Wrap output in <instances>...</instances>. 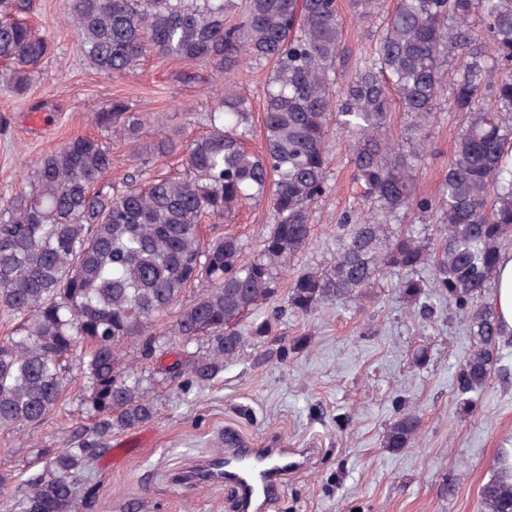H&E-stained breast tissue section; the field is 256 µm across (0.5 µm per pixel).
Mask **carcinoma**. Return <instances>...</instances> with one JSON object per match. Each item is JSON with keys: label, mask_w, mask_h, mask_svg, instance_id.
I'll return each instance as SVG.
<instances>
[{"label": "carcinoma", "mask_w": 512, "mask_h": 512, "mask_svg": "<svg viewBox=\"0 0 512 512\" xmlns=\"http://www.w3.org/2000/svg\"><path fill=\"white\" fill-rule=\"evenodd\" d=\"M358 18L382 17L370 51L349 60L337 0H66L88 65L127 75L153 52L177 59L198 79L210 70L215 104L200 114L206 132L185 143L162 136L160 158L180 155L186 176L159 177L141 162L123 187L96 189L112 170L104 138H137L143 118L121 98L93 113L101 137L76 136L33 164V179L0 201V306L17 317L0 340V426L39 424L60 403L63 374L78 347L85 402L98 441L116 427L150 420L153 402L123 351L142 360L167 356L172 378L208 381L248 339L275 334L291 311L362 298L385 272L398 273L399 298L432 316L423 298L434 290L468 313L470 350L457 377L462 395L482 392L512 334L504 333L487 296L504 246L512 241V0H350ZM33 0H0V62L14 90L51 54L49 40L22 16ZM479 17L485 35L477 34ZM247 62L272 66L267 83L264 143L251 150L252 113L231 74ZM349 66L336 85L335 70ZM449 98L464 125L439 196L423 195L414 171L424 158L439 101ZM408 123L406 143L390 131L392 101ZM347 138L357 197L367 209L339 225L336 256L321 270L297 275L284 304L279 294L291 260L310 242L312 207L328 190L330 135ZM248 200L266 201L271 224L253 259L243 260L234 234L204 239L200 225L232 217ZM415 211L439 225L438 243L408 228ZM428 272L423 277L422 272ZM188 287L196 299L173 324L158 327ZM207 338L203 354L188 347ZM415 412L397 417L383 447L412 446ZM96 449L61 448L32 479L23 512H76L71 477ZM482 512H512V464L503 462L480 490Z\"/></svg>", "instance_id": "1"}]
</instances>
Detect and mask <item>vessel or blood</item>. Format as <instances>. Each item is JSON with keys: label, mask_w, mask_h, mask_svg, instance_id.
Wrapping results in <instances>:
<instances>
[{"label": "vessel or blood", "mask_w": 512, "mask_h": 512, "mask_svg": "<svg viewBox=\"0 0 512 512\" xmlns=\"http://www.w3.org/2000/svg\"><path fill=\"white\" fill-rule=\"evenodd\" d=\"M223 465L211 479L225 481L239 497L241 512H265L284 478L297 471L307 449L256 448L235 433L225 435Z\"/></svg>", "instance_id": "obj_1"}]
</instances>
